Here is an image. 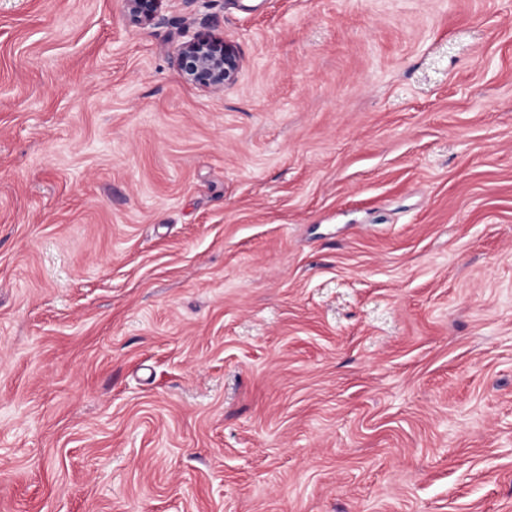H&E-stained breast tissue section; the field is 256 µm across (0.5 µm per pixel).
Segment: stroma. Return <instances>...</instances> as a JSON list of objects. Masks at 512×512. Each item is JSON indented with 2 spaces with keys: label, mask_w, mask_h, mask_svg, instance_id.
<instances>
[{
  "label": "stroma",
  "mask_w": 512,
  "mask_h": 512,
  "mask_svg": "<svg viewBox=\"0 0 512 512\" xmlns=\"http://www.w3.org/2000/svg\"><path fill=\"white\" fill-rule=\"evenodd\" d=\"M0 512H512V0H0ZM162 0H125V18L134 26L151 25L158 17ZM175 63L185 81L214 93L233 86L241 68L240 57L231 44L200 33L186 35Z\"/></svg>",
  "instance_id": "1"
}]
</instances>
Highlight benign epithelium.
<instances>
[{"label":"benign epithelium","instance_id":"benign-epithelium-1","mask_svg":"<svg viewBox=\"0 0 512 512\" xmlns=\"http://www.w3.org/2000/svg\"><path fill=\"white\" fill-rule=\"evenodd\" d=\"M162 0H125L128 24L147 26L159 15ZM175 63L185 81L209 92H222L233 86L241 68L235 48L200 33L186 35L180 44Z\"/></svg>","mask_w":512,"mask_h":512}]
</instances>
